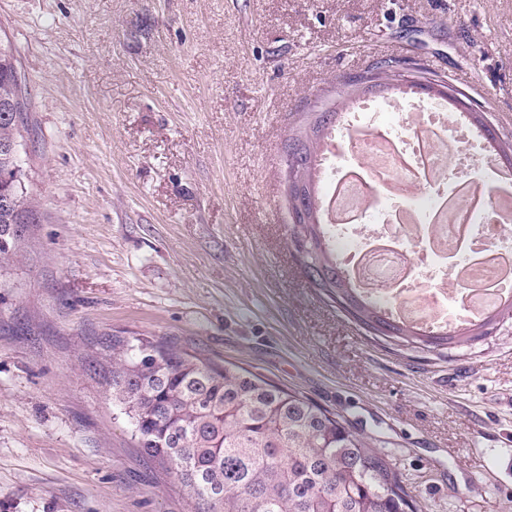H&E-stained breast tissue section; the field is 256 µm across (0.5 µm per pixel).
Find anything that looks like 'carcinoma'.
I'll use <instances>...</instances> for the list:
<instances>
[{"label":"carcinoma","instance_id":"cac0c4a2","mask_svg":"<svg viewBox=\"0 0 512 512\" xmlns=\"http://www.w3.org/2000/svg\"><path fill=\"white\" fill-rule=\"evenodd\" d=\"M398 60L368 71L399 76ZM25 89L10 48L0 44V271L13 262L25 228L36 222L27 198L17 142ZM339 113L312 112L288 138L297 165L287 179L303 184L308 213L290 235L308 243L310 284L368 336L407 350L448 351L490 335L512 320V306L467 325L464 332H426L389 317L346 286L319 218L315 179L323 138ZM112 399L144 452L165 465L194 512H417L411 491L387 455L342 417L251 371L221 365L147 336L112 338Z\"/></svg>","mask_w":512,"mask_h":512}]
</instances>
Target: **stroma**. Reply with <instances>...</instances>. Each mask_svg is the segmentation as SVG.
<instances>
[{"label": "stroma", "instance_id": "35a3bbf8", "mask_svg": "<svg viewBox=\"0 0 512 512\" xmlns=\"http://www.w3.org/2000/svg\"><path fill=\"white\" fill-rule=\"evenodd\" d=\"M38 223L0 275V512H191L112 401V336L301 392L372 438L418 512H512V321L437 355L310 285L285 143L380 58L512 130V0H0Z\"/></svg>", "mask_w": 512, "mask_h": 512}]
</instances>
